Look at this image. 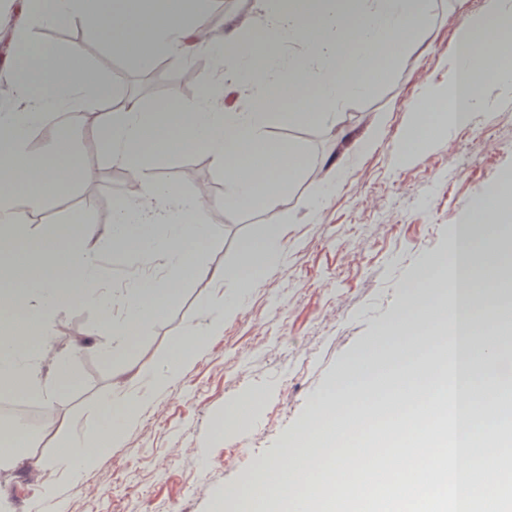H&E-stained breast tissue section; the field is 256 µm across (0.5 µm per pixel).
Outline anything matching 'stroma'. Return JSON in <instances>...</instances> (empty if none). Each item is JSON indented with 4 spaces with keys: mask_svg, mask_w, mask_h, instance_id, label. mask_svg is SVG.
I'll use <instances>...</instances> for the list:
<instances>
[{
    "mask_svg": "<svg viewBox=\"0 0 512 512\" xmlns=\"http://www.w3.org/2000/svg\"><path fill=\"white\" fill-rule=\"evenodd\" d=\"M427 2L429 31L413 39L363 95L339 104L335 128L295 119L271 130L272 138L301 149L305 167L274 217L288 237L267 257L255 287L228 278L218 290L187 280L127 343L113 339L93 303L63 313L61 335L39 360L37 381L54 395L43 405L51 432L34 438L35 454L57 456L70 427L98 431L106 417L103 403L113 393H139L144 407L137 424L76 478L60 470L39 476L0 466V512H38L47 486L55 490L60 512H235L233 504L220 502L225 490L245 485L260 462L297 444L353 355L395 320L422 263L451 250L465 205L512 171V88L491 77L478 85L470 128H443L426 147L401 157L398 144L413 127L410 102L419 85L447 80L457 28L485 6V0ZM211 20L218 32L230 28L262 42L265 17L256 0H213ZM31 38L62 53L81 49L106 87L105 97L92 104L98 112L108 111L110 99L130 95L146 109L159 102L174 109L200 103L220 78L204 50L192 60L198 79L188 87L180 84L183 67L173 59L163 80L133 58L106 64L107 45L81 19L35 28ZM55 133L72 140L73 160L90 172L92 184L46 193L25 231L53 234L74 214L110 231L129 176L112 166L102 145L91 144L83 125H61ZM149 167L184 194L208 186L215 233L195 250L198 263L218 272L240 266L242 243L267 237L272 217L263 209L222 207L226 181L203 148L154 157ZM330 178L339 182L336 191L320 197ZM97 272L117 292L143 275L164 277L166 269L156 257L115 259L104 252ZM237 293L241 309L225 318L223 333L201 337L199 355L177 366L175 349L199 328L202 303ZM75 336L91 337L93 347L75 350ZM61 363L69 378L60 385L55 370ZM244 399L253 402L246 424L225 429L226 406Z\"/></svg>",
    "mask_w": 512,
    "mask_h": 512,
    "instance_id": "stroma-1",
    "label": "stroma"
}]
</instances>
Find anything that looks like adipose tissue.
<instances>
[{
	"label": "adipose tissue",
	"instance_id": "1",
	"mask_svg": "<svg viewBox=\"0 0 512 512\" xmlns=\"http://www.w3.org/2000/svg\"><path fill=\"white\" fill-rule=\"evenodd\" d=\"M212 0H27L26 20L14 34L12 68L29 93L28 112L0 113V169L9 171L0 180V388L23 394L40 393L50 399V390H38L35 366L39 346L61 330L60 315L74 301H93L111 311L113 299L126 310L119 335L136 337L147 317L174 300L186 278H205L209 272L195 263V247L212 238L207 222L209 203L200 193L183 196L157 181L137 166L146 159L173 150L198 145L206 150L213 166L224 173L228 192L224 206L260 205L271 210L303 168L301 152L284 148L269 132L285 120L282 104L309 106L310 119L335 122L338 104L362 93L367 84L387 66L390 58L407 47L406 39L429 30L430 15L424 0H258L270 10L263 31L264 50L231 35L212 33ZM98 23L111 50L119 55L150 61L167 54L180 57L205 47L215 51L232 79L253 90L248 111L223 108L217 96L205 103L180 107L176 128L167 125V113L149 112L130 100L115 111L98 113L91 104L105 92L98 71L84 67L76 51L60 54L52 48L34 47L30 32L46 23H64L75 17ZM304 42L311 61H286L275 46ZM512 49V0H487L483 15L456 35L448 82L420 86L412 109L417 124L402 142L403 153L426 143L435 126L470 125L477 105L475 80L496 75L512 81V68L501 59ZM84 113L91 137L104 143L115 165L135 175L128 198L113 216L110 244L124 254L163 257L166 277L142 278L119 296L102 293L103 283L91 275L95 262L86 248L82 230L63 229L47 238H35L20 228L15 195L20 187L32 188L31 209H38L47 189L59 188V170H67L68 186L85 183L89 174L72 165V145L60 138L47 149L46 163L33 159L29 149L32 124L46 113ZM512 196V175H506L493 197L471 201L464 220L456 225L450 253L425 260L409 285L388 338L365 347L355 358V367L342 372L327 401L311 426L302 433L297 456L310 458L319 451L318 439L335 428L334 412L352 387L372 395V409L391 411L393 395L412 398L422 383L437 388L427 399L416 402L410 416L395 432L407 440L406 447L382 458L379 467L405 469L409 451L435 445L454 444V469L463 480L460 512H471L478 495L466 480L471 471L489 473V488L501 512H512V495L499 460L512 446V423L502 414L490 413L498 398L512 392V367L502 361L477 373L486 347L476 346L473 327L496 337L512 328V279L505 277L506 252L499 247L503 236L499 223L475 226L477 213L497 209L501 218L512 215L505 203ZM283 232L271 225L259 245L245 242L243 266L230 270V277L244 287L256 285L263 270L257 254L275 253ZM399 342L396 358H387L388 339ZM445 339L463 354L448 358L435 350L437 339ZM136 400L115 396L105 404L110 418L105 434L75 432L66 439L64 451L52 461L33 460L30 450L12 449L0 455V464L42 470L52 465L77 475L93 452L115 445L123 428L136 418ZM274 472H259L246 491H233L230 498L240 512H272L295 502L269 493L277 482ZM385 489L376 496L336 498L329 489L315 486L308 500L310 512H372L373 502L386 498Z\"/></svg>",
	"mask_w": 512,
	"mask_h": 512
}]
</instances>
